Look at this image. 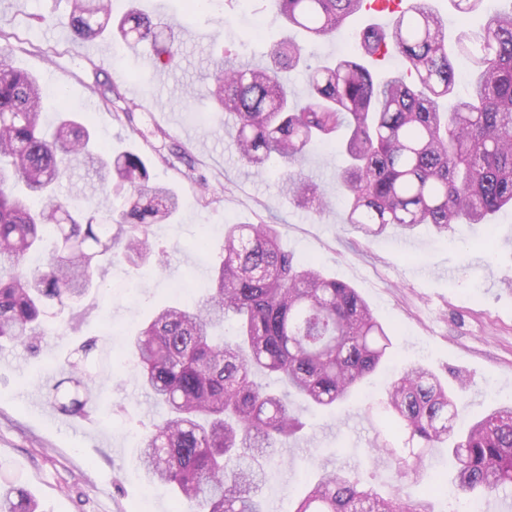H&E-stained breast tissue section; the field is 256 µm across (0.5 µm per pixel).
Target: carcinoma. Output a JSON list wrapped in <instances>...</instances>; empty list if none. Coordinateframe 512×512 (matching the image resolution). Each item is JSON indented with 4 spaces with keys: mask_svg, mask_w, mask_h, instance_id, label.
<instances>
[{
    "mask_svg": "<svg viewBox=\"0 0 512 512\" xmlns=\"http://www.w3.org/2000/svg\"><path fill=\"white\" fill-rule=\"evenodd\" d=\"M71 41L110 37L122 46L152 48L153 66L175 63L174 37L130 9L112 20L104 0H66ZM368 0H276L287 26L308 40L334 37L364 14ZM11 36L0 33V343L31 353L59 318L103 287L115 262L163 268L165 251L150 243L152 226L178 211V196L151 181L136 154L114 155L98 141L88 117L64 107L53 128L42 127L46 92L34 75L10 63ZM406 66L381 80L366 64L379 50ZM270 64L247 68L214 62L210 98L232 121L237 161L263 172L276 158L292 167L316 141L338 147L346 164L339 185L348 201L345 223L367 237L390 225L488 224L512 207V9L487 16L477 30L448 44L444 19L428 0L393 14L388 27L365 30L340 58L307 66L308 97L289 99L280 80L306 62L305 44L284 38ZM471 68L470 93L454 96V58ZM76 167L105 195L124 197L121 210L63 202L56 189ZM280 189L315 213L324 193L300 171ZM42 260L32 265L33 256ZM236 317L235 338L214 330ZM97 340L67 361L68 377L40 385L48 404L69 415L89 414L96 373L88 364ZM389 331L350 285L299 264L283 251L275 224H229L224 253L208 291L194 304L157 309L133 340L137 384L164 409L143 441L139 465L154 481L199 512H264L261 487L275 448L303 429L290 396L321 408L360 396L359 385L389 355ZM274 374L283 389L258 384ZM465 383L448 390L432 372L412 368L386 389L380 461L415 479L433 448L457 463L454 486L465 497L512 494V405H500L455 430ZM292 512H433L396 485L382 495L354 471L322 467ZM4 512H37L13 486H0Z\"/></svg>",
    "mask_w": 512,
    "mask_h": 512,
    "instance_id": "carcinoma-1",
    "label": "carcinoma"
}]
</instances>
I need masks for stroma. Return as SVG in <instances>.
Segmentation results:
<instances>
[{
    "label": "stroma",
    "instance_id": "stroma-1",
    "mask_svg": "<svg viewBox=\"0 0 512 512\" xmlns=\"http://www.w3.org/2000/svg\"><path fill=\"white\" fill-rule=\"evenodd\" d=\"M133 6L172 27L180 40L172 67L153 68L144 54L108 39L73 46L64 0H0V29L14 35L13 66L91 115L102 143L141 156L151 176L180 199L174 218L152 228L168 252L166 268L139 275L129 264L112 265L104 288L85 301L88 314L71 327L55 323L38 356L17 348L0 358V484L23 487L38 512H195L138 465L142 437L161 410L134 379L130 338L157 308L199 300L225 225L273 222L282 248L298 261H315L356 288L390 330L393 360L364 382L357 400L312 410L294 398L305 435L277 449L262 495L270 512H283L323 463L357 470L363 482L388 492L398 479L371 456L381 442L390 379L421 366L451 386L464 380L470 417L512 401V210L488 225H452L444 236L422 226L364 237L343 222L346 201L336 175L344 158L332 143L312 146L299 164L320 185L327 209L298 207L279 188L282 163L257 173L237 162L206 95L212 59L260 67L270 45L287 35L273 0H210L193 12L187 0H112V14ZM258 17L259 35L251 26ZM97 81L118 89L133 119L102 104L92 89ZM203 232L204 253L195 246ZM133 278L139 286L131 291L126 284ZM89 336L98 339L103 406L85 417L65 416L37 387L58 376L64 357Z\"/></svg>",
    "mask_w": 512,
    "mask_h": 512
}]
</instances>
